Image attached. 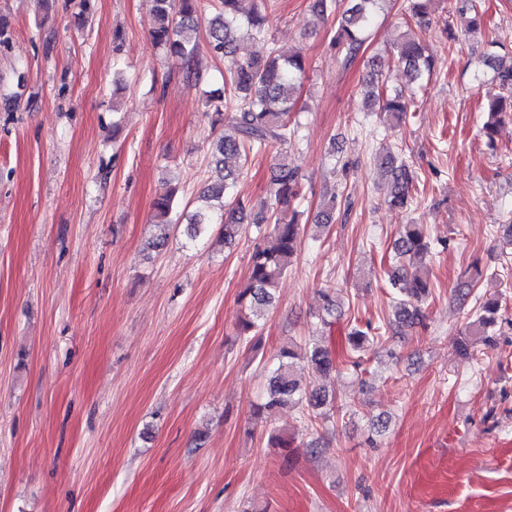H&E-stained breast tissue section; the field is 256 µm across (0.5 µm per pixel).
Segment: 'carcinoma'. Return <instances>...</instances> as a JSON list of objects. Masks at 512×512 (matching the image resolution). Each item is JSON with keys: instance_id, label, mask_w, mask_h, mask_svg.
<instances>
[{"instance_id": "1", "label": "carcinoma", "mask_w": 512, "mask_h": 512, "mask_svg": "<svg viewBox=\"0 0 512 512\" xmlns=\"http://www.w3.org/2000/svg\"><path fill=\"white\" fill-rule=\"evenodd\" d=\"M216 13L206 20L208 46L217 57L224 59L221 86L209 91L206 107L212 129L230 125L235 134L221 135L212 141L211 156L215 168L224 172L220 180L203 191L205 205L187 219V234L195 239L222 224L224 243L231 245L249 220L253 224H273V240L268 247L257 248L249 272V286L244 290L245 312L236 325V334L249 340H259L261 320L273 306L275 289L287 272L301 243V227L287 218L293 203L301 194V174L298 164L279 159L270 186L273 201L269 213L255 212L247 202L234 196V187L243 168H230V160L247 163L250 156L271 146L288 148L299 135V123L290 117L294 111L293 93L303 81L307 64L298 54L280 51L270 45L262 58L240 54L243 40H269V13L275 0H251L252 6L244 11L243 0H209ZM381 0H349V6L340 10L341 0H312L311 11L322 23L337 20V25L326 32L332 48L341 54L348 66L358 57L373 26L376 9ZM434 0H407L409 14L416 24L428 16ZM156 27L153 41L177 58L186 76L194 74L193 62L197 51L199 21L204 12V0H154ZM399 63L415 81L433 72L434 55L413 33L404 34L395 46ZM501 87L504 92L489 96L491 120L483 125V132L494 140L502 118L512 119V64L498 63ZM389 74L379 58L371 60L367 91V108L379 112L387 120L399 121L408 112L414 100L410 87L394 88L378 93L379 86H387ZM376 166L390 181L388 202L404 208L412 200L416 174L412 167L395 153L387 150L374 157ZM177 189L160 192L153 204L154 226L159 233L147 242V249L159 251L165 246L173 225L181 217L173 218ZM432 254L430 239L418 224H404L393 243V256L386 274L395 290L389 327L404 332L423 321V303L431 293L430 282L420 275ZM500 312V299L476 298L475 320L483 333L495 326ZM378 337L359 328H352L347 344L353 353L372 347ZM303 362L316 373L328 375L336 370V360L324 346L312 342L303 347L284 346L279 351L278 366L270 373L264 402L254 409L257 418H268L283 407L298 408L325 419L335 409L336 399L321 388L303 386L295 372L296 362Z\"/></svg>"}]
</instances>
